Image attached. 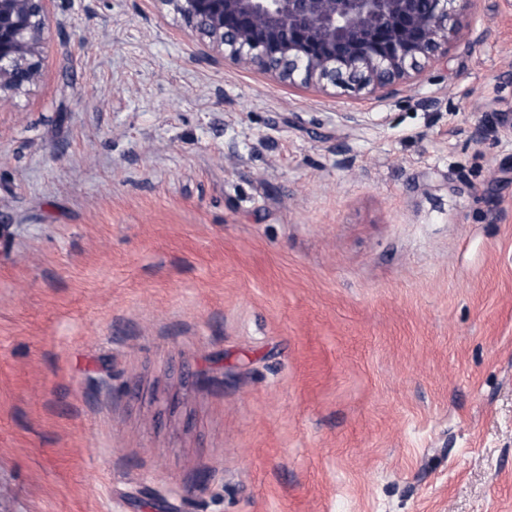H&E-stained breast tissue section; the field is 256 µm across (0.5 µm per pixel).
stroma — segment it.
<instances>
[{
    "label": "stroma",
    "instance_id": "1",
    "mask_svg": "<svg viewBox=\"0 0 512 512\" xmlns=\"http://www.w3.org/2000/svg\"><path fill=\"white\" fill-rule=\"evenodd\" d=\"M47 12L0 95V512H512V6L384 100L157 0Z\"/></svg>",
    "mask_w": 512,
    "mask_h": 512
}]
</instances>
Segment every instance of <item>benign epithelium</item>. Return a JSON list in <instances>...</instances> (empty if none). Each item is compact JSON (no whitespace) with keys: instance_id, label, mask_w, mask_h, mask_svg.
Wrapping results in <instances>:
<instances>
[{"instance_id":"benign-epithelium-1","label":"benign epithelium","mask_w":512,"mask_h":512,"mask_svg":"<svg viewBox=\"0 0 512 512\" xmlns=\"http://www.w3.org/2000/svg\"><path fill=\"white\" fill-rule=\"evenodd\" d=\"M47 0H0V91L39 73L54 39ZM203 45L233 64L323 92L383 100L419 79L425 60L448 58L471 0H155Z\"/></svg>"}]
</instances>
